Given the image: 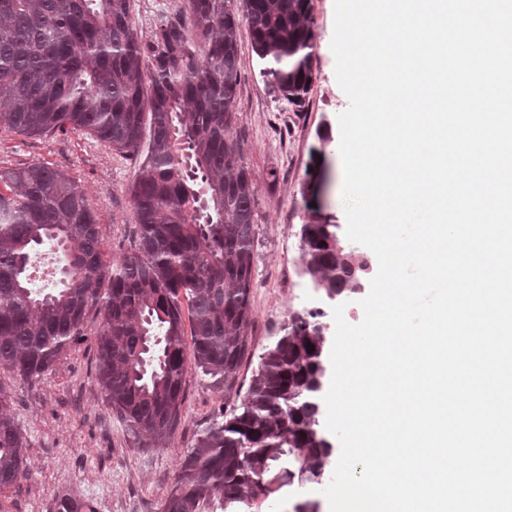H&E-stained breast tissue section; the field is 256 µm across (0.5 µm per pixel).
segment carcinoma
<instances>
[{
	"label": "carcinoma",
	"mask_w": 512,
	"mask_h": 512,
	"mask_svg": "<svg viewBox=\"0 0 512 512\" xmlns=\"http://www.w3.org/2000/svg\"><path fill=\"white\" fill-rule=\"evenodd\" d=\"M143 42L131 0H0V130L89 135L138 162L130 249L105 259L95 209L42 163L0 170V366L33 380L101 316L97 382L144 448L180 424L189 367L230 393L248 349L257 186L230 135L239 38L268 86L301 106L312 85L309 0H187ZM303 273L324 300L357 290L365 262L334 224L300 227ZM51 245L65 280L29 286ZM108 287H103V284ZM319 308L295 311L242 399L184 451L162 512H238L276 492L269 473L320 483L332 445L320 426L326 336ZM0 392V491L27 476L26 438ZM54 512H94L71 494Z\"/></svg>",
	"instance_id": "cac0c4a2"
}]
</instances>
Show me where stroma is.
<instances>
[{"instance_id":"1","label":"stroma","mask_w":512,"mask_h":512,"mask_svg":"<svg viewBox=\"0 0 512 512\" xmlns=\"http://www.w3.org/2000/svg\"><path fill=\"white\" fill-rule=\"evenodd\" d=\"M184 5L185 0H132V19L147 40L161 19ZM310 5L313 84L302 106L289 105L269 89L248 30L240 32V85L231 134L242 143L244 164L258 189L249 352L238 375L243 386L293 311L322 307L326 334H335L332 306L322 303L303 273L299 228L310 222L347 225L337 116L349 101L337 83L331 51L334 0H310ZM35 162L76 181L97 212L106 257L120 259L136 223L129 195L138 173L134 161L79 132L25 136L0 130V170ZM99 324L96 313L88 312L84 337L39 380L29 382L0 369V391L26 436L29 467L19 490L0 494V512H53L56 497L65 492L81 494L95 512H161L181 455L227 410L223 388L191 370L173 437L163 447H141L98 388ZM322 491L319 484H285L252 512H292L299 500L316 502L318 512H328Z\"/></svg>"}]
</instances>
